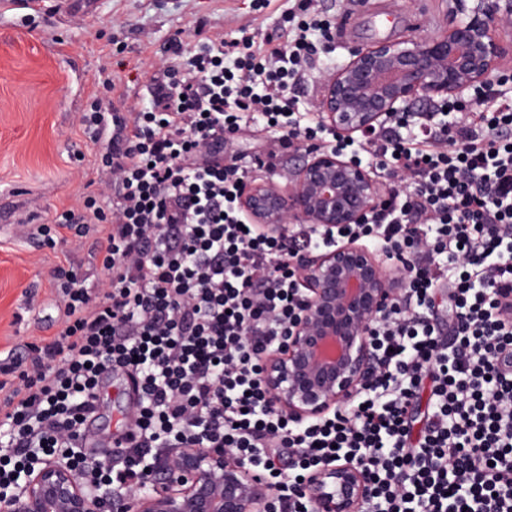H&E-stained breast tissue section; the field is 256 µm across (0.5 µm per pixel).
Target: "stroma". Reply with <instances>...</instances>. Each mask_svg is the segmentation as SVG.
<instances>
[{"label":"stroma","instance_id":"35a3bbf8","mask_svg":"<svg viewBox=\"0 0 512 512\" xmlns=\"http://www.w3.org/2000/svg\"><path fill=\"white\" fill-rule=\"evenodd\" d=\"M289 0H38L32 9L0 13V382L15 383L10 351L27 354L61 329L59 269L94 285L101 256L68 232L42 234L61 213L102 205L112 188L104 162L111 128L96 133L81 118H130L149 107L150 81L169 46L184 53L207 38L278 36ZM336 35L316 73L296 91L301 111L316 114L324 83L353 47L379 39L435 35L450 17L443 0H320ZM267 132L250 127L225 156L238 157L249 176L285 183L301 155L284 150L273 167H257ZM133 388L112 376L95 417L122 428Z\"/></svg>","mask_w":512,"mask_h":512}]
</instances>
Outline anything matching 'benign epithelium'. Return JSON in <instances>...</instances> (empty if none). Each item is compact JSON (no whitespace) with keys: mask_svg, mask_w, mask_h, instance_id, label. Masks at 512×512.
Instances as JSON below:
<instances>
[{"mask_svg":"<svg viewBox=\"0 0 512 512\" xmlns=\"http://www.w3.org/2000/svg\"><path fill=\"white\" fill-rule=\"evenodd\" d=\"M454 21L442 34L377 40L355 49L327 78L317 120L352 141L419 102L470 101L512 56V0H446ZM373 170L334 150L309 152L284 186L248 182L239 199L251 223L281 236L290 223L324 236L368 216L396 194ZM305 286L299 316L266 350L262 381L273 412L297 422L322 419L352 403L380 368L371 330L402 298L406 269L389 252L353 238L297 257ZM143 481L91 484L67 452L38 458L18 493H0V512H282L276 486L256 462L227 448L182 444L138 460ZM369 478L351 459L324 463L303 483L310 512H360Z\"/></svg>","mask_w":512,"mask_h":512,"instance_id":"benign-epithelium-1","label":"benign epithelium"}]
</instances>
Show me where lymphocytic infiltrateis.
Here are the masks:
<instances>
[{
    "instance_id": "1",
    "label": "lymphocytic infiltrate",
    "mask_w": 512,
    "mask_h": 512,
    "mask_svg": "<svg viewBox=\"0 0 512 512\" xmlns=\"http://www.w3.org/2000/svg\"><path fill=\"white\" fill-rule=\"evenodd\" d=\"M333 27L316 0H294L278 41L217 38L155 76L150 108L119 121L108 165L115 190L91 215L66 213L102 256L103 281L70 278L64 326L31 346L19 386L0 397V453L15 464L76 448L107 371L137 392L126 420L124 479L170 439L232 448L271 468L290 512H308L300 480L341 457L360 462L362 512H512V99L491 109L448 103V124L403 112L360 141L376 172L413 192L350 228L389 248L411 275L373 327L382 366L368 391L327 419L273 413L263 353L298 314L301 284L285 242L246 226L248 173L222 153L250 125L277 146L333 149L292 94ZM456 269L441 284L434 265ZM447 293L450 337L428 313Z\"/></svg>"
}]
</instances>
